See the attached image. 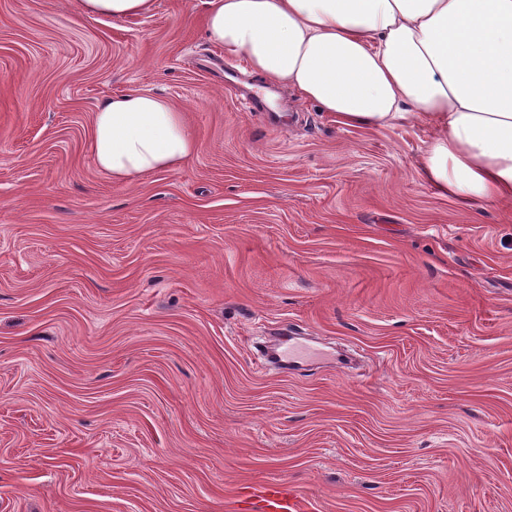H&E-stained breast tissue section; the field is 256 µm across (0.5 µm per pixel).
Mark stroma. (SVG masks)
<instances>
[{
	"label": "stroma",
	"instance_id": "stroma-1",
	"mask_svg": "<svg viewBox=\"0 0 512 512\" xmlns=\"http://www.w3.org/2000/svg\"><path fill=\"white\" fill-rule=\"evenodd\" d=\"M0 0V512H512V202L420 174L430 130L339 124L209 41ZM152 92L197 144L124 183L92 116ZM300 331L301 369L261 366ZM261 512H308L309 501L297 490L278 482H268L254 495Z\"/></svg>",
	"mask_w": 512,
	"mask_h": 512
}]
</instances>
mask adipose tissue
I'll return each instance as SVG.
<instances>
[{"label": "adipose tissue", "instance_id": "1", "mask_svg": "<svg viewBox=\"0 0 512 512\" xmlns=\"http://www.w3.org/2000/svg\"><path fill=\"white\" fill-rule=\"evenodd\" d=\"M156 0H76L120 22ZM209 39L345 126L429 128L426 181L467 204L512 199V0H199ZM96 167L116 182L175 171L195 141L150 92L92 118Z\"/></svg>", "mask_w": 512, "mask_h": 512}]
</instances>
